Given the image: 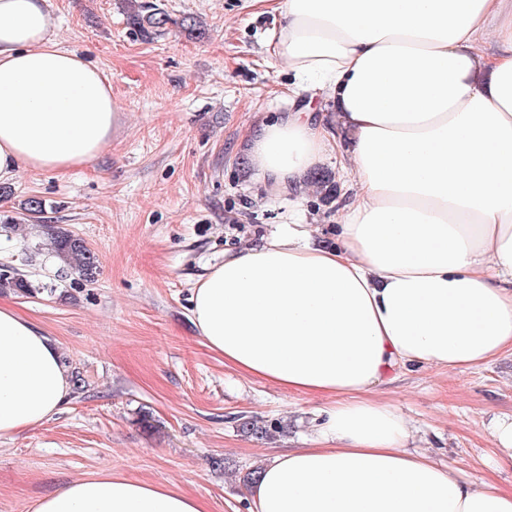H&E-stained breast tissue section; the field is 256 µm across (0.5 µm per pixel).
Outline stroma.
<instances>
[{"instance_id":"35a3bbf8","label":"stroma","mask_w":512,"mask_h":512,"mask_svg":"<svg viewBox=\"0 0 512 512\" xmlns=\"http://www.w3.org/2000/svg\"><path fill=\"white\" fill-rule=\"evenodd\" d=\"M201 30L142 40L128 0H48L58 40L108 77L123 124L88 164L62 173L20 171L0 197V224H26L25 200H44V221L96 252L87 282L60 275L51 254L25 272L41 293L4 298L41 326L88 387L48 421L0 437V512H32L69 481L112 471L168 483L208 512H249L243 477L273 455L315 445L328 400L290 392L225 365L192 321L196 284L225 250L276 233L300 211L318 238L336 242L348 179L335 160L331 197L269 193L253 173L249 142L263 122L294 110L285 67L266 45L277 15L248 0H141ZM413 427L410 449L477 487L512 488V456L491 426L512 417V353L448 372L412 366L373 394ZM280 421L258 440L240 417Z\"/></svg>"}]
</instances>
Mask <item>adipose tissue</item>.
Returning a JSON list of instances; mask_svg holds the SVG:
<instances>
[{
  "label": "adipose tissue",
  "instance_id": "adipose-tissue-1",
  "mask_svg": "<svg viewBox=\"0 0 512 512\" xmlns=\"http://www.w3.org/2000/svg\"><path fill=\"white\" fill-rule=\"evenodd\" d=\"M312 107L250 142L257 180L294 193L335 159L350 177L336 246L299 215L228 251L191 295L211 349L246 376L330 398L317 445L263 465L251 512H512L407 449L406 418L369 392L411 365L454 371L512 350V0H251ZM122 107L102 70L62 47L45 0H0V181L63 172L111 139ZM70 370L0 302V437L67 404ZM32 512H207L171 486L100 472Z\"/></svg>",
  "mask_w": 512,
  "mask_h": 512
}]
</instances>
